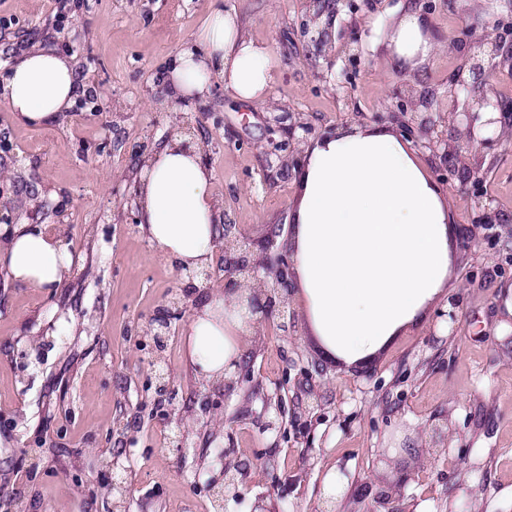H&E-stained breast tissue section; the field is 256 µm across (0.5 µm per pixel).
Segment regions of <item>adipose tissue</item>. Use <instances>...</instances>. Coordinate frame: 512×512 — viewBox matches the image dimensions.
<instances>
[{"label": "adipose tissue", "mask_w": 512, "mask_h": 512, "mask_svg": "<svg viewBox=\"0 0 512 512\" xmlns=\"http://www.w3.org/2000/svg\"><path fill=\"white\" fill-rule=\"evenodd\" d=\"M397 69L430 66L439 49L428 18L411 0L375 16ZM276 81L270 46L247 38L235 11L214 12L168 69L169 101L208 96L223 83L231 97L263 101ZM70 57L38 46L0 79V100L14 122L40 127L75 105ZM202 149L180 131L144 157L137 221L165 261L209 267L222 222ZM294 303L325 356L348 367L368 364L399 336L424 325L449 301L457 225L450 202L409 141L392 129L352 124L310 142L291 203ZM0 270L40 292L60 288L74 259L59 234L18 220L0 225ZM193 376L223 382L236 370L252 331L235 297L210 291L185 329Z\"/></svg>", "instance_id": "ef3b65f1"}]
</instances>
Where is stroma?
<instances>
[{
  "label": "stroma",
  "mask_w": 512,
  "mask_h": 512,
  "mask_svg": "<svg viewBox=\"0 0 512 512\" xmlns=\"http://www.w3.org/2000/svg\"><path fill=\"white\" fill-rule=\"evenodd\" d=\"M399 0H0V75L27 46L73 59L84 89L68 118L13 124L0 106V201L12 219L61 233L80 259L42 294L0 272V512H319L329 471L339 512H369L373 492L408 480L407 512H512V139L478 154L480 181L417 153L471 234L458 248L448 324L439 315L371 364L324 357L296 307L248 343L245 382L226 391L187 372L185 319L162 349L147 329L204 296L141 234L124 196L141 159L191 121L228 220L256 238H290L306 142L352 123L392 126L447 112L449 77L480 50L459 30L492 19L512 41V0H415L442 49L409 77L372 50L370 20ZM218 8L269 43L278 77L261 103L215 88L166 100L160 74ZM303 126V142L288 140ZM59 199H52L51 191ZM173 396L156 393V373ZM184 421L187 448L171 447ZM448 439L435 444L434 425ZM240 479L216 510L207 480Z\"/></svg>",
  "instance_id": "1"
}]
</instances>
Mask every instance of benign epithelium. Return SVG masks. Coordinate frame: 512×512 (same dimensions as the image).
<instances>
[{"label":"benign epithelium","instance_id":"benign-epithelium-1","mask_svg":"<svg viewBox=\"0 0 512 512\" xmlns=\"http://www.w3.org/2000/svg\"><path fill=\"white\" fill-rule=\"evenodd\" d=\"M448 97L454 108L448 122H460L474 128L482 112L506 111L504 103L488 95L480 73L471 66L458 71L448 83ZM280 231L267 232L258 240L240 232L224 238V293L238 294V303L245 309L246 323L258 329L266 322L287 318L291 288V259L286 245H277ZM238 477L230 466H224V483H213L210 490L221 500L238 496ZM402 481L391 490L375 493L374 502L387 512H397L391 504L401 497Z\"/></svg>","mask_w":512,"mask_h":512}]
</instances>
